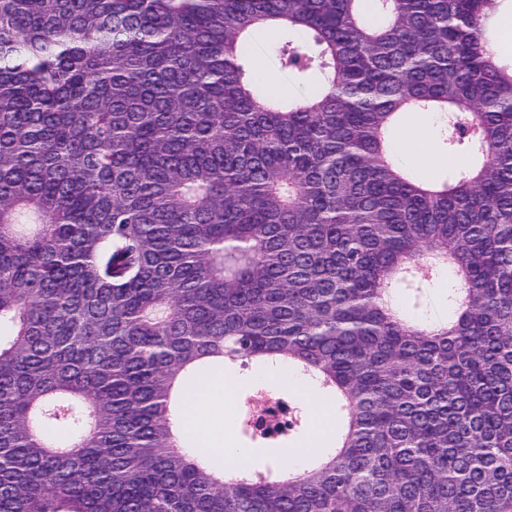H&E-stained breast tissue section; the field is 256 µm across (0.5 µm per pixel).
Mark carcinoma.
Returning <instances> with one entry per match:
<instances>
[{
  "label": "carcinoma",
  "mask_w": 512,
  "mask_h": 512,
  "mask_svg": "<svg viewBox=\"0 0 512 512\" xmlns=\"http://www.w3.org/2000/svg\"><path fill=\"white\" fill-rule=\"evenodd\" d=\"M510 11L0 0V512H512ZM263 28L310 96L244 68ZM406 112L464 166L406 171ZM445 272L448 318L412 319ZM227 361L310 378L330 448L274 477L177 439Z\"/></svg>",
  "instance_id": "obj_1"
}]
</instances>
